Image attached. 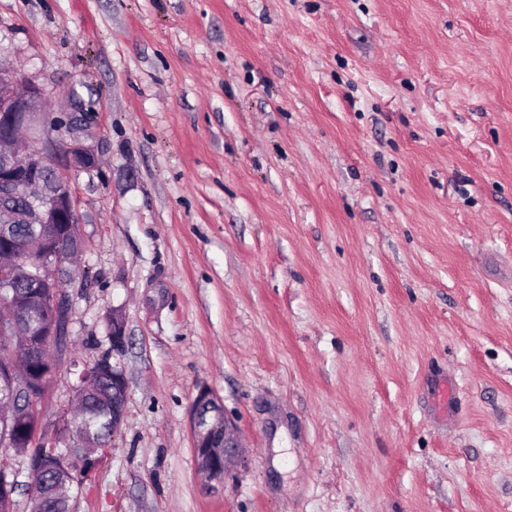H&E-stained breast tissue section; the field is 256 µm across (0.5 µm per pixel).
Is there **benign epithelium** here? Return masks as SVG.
Masks as SVG:
<instances>
[{
	"label": "benign epithelium",
	"instance_id": "benign-epithelium-1",
	"mask_svg": "<svg viewBox=\"0 0 512 512\" xmlns=\"http://www.w3.org/2000/svg\"><path fill=\"white\" fill-rule=\"evenodd\" d=\"M46 107L42 88L29 84L12 95L0 106V197L9 198L17 194L24 196L28 206L19 214L9 207L0 208V224H45L50 218L65 225L63 235L49 244L40 243L33 249L24 242L25 252L37 259V272L25 281L28 288L40 291L43 300L53 308L56 319L50 335L61 327L65 335H71L72 306L68 288H81L85 279L78 278L69 266V258L83 250L80 232L77 199L72 190V179L79 172H91L98 168L99 152L86 142L89 116L74 106L68 112L69 122L65 135L67 140L55 139L41 134L38 128L44 123L43 109ZM17 251L7 248L0 252V286L11 288L18 281ZM108 341L112 355H123L126 345L125 322L118 310H112V327L108 330ZM43 343H30L29 352L16 359L17 368L8 378V393L0 397V445H10L12 431L17 422L27 416H39L36 405L29 407L23 397L29 389V365L31 358L42 353ZM112 377V433L120 429L127 400V379L121 366L105 361L95 371L85 366L78 374V383L87 388L85 379ZM191 421L194 448L198 467L207 482L224 484L239 458L243 445L239 431L224 414V406L214 393L202 387L191 405ZM41 424L30 432L32 441L52 448L57 464L56 479L46 481L44 469L31 460L25 462L30 478L29 491L38 507H43L46 495H51L65 512H74L73 497L66 491V475L73 463L80 461L93 470L100 457L84 453L89 447L90 435L67 427L66 437L72 447L61 449L57 439L39 436ZM17 488L16 469L10 456L0 458V489L14 494Z\"/></svg>",
	"mask_w": 512,
	"mask_h": 512
}]
</instances>
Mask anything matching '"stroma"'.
Instances as JSON below:
<instances>
[{
    "label": "stroma",
    "mask_w": 512,
    "mask_h": 512,
    "mask_svg": "<svg viewBox=\"0 0 512 512\" xmlns=\"http://www.w3.org/2000/svg\"><path fill=\"white\" fill-rule=\"evenodd\" d=\"M0 59L101 155L42 431L115 308L128 393L75 512H512V0H0ZM191 421L198 467L207 482L223 485L244 451L238 428L207 387L192 402Z\"/></svg>",
    "instance_id": "obj_1"
}]
</instances>
